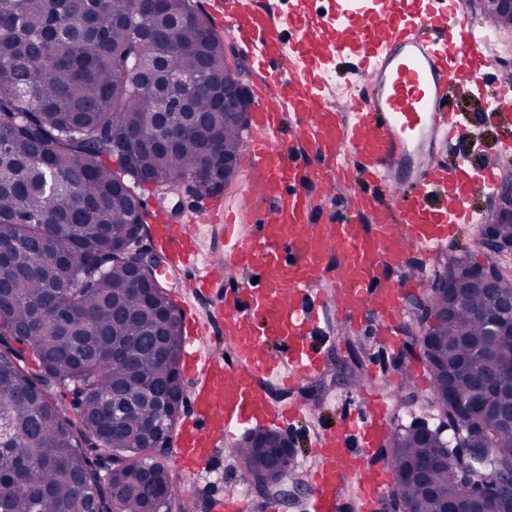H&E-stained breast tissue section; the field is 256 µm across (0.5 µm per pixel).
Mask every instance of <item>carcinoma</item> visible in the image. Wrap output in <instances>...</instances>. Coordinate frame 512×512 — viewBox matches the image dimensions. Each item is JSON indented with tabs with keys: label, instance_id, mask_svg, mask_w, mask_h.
Masks as SVG:
<instances>
[{
	"label": "carcinoma",
	"instance_id": "cac0c4a2",
	"mask_svg": "<svg viewBox=\"0 0 512 512\" xmlns=\"http://www.w3.org/2000/svg\"><path fill=\"white\" fill-rule=\"evenodd\" d=\"M0 512H188L151 432L167 393L182 323L168 293L140 289L112 256L129 224L143 222L138 189L156 175L196 176L209 194L224 160L238 161L243 128L225 121L224 83L240 74L194 0H165L141 17L133 0H0ZM191 80L192 111L208 137L184 130L161 145L173 80ZM506 291L469 289L455 319L429 327L423 353L433 396L461 445L493 435L512 463V424L486 411L459 420L443 396L445 369L463 361L493 375L485 390L457 380L474 405L512 393V339L490 344L484 315ZM37 360L29 368L27 352ZM71 382L83 411L52 393ZM389 460L397 493L416 512L452 499L486 512L466 483L448 482L447 448L396 428ZM112 457L107 475L101 453ZM246 483L262 476L263 449H236Z\"/></svg>",
	"mask_w": 512,
	"mask_h": 512
}]
</instances>
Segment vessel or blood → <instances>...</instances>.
<instances>
[{"label":"vessel or blood","mask_w":512,"mask_h":512,"mask_svg":"<svg viewBox=\"0 0 512 512\" xmlns=\"http://www.w3.org/2000/svg\"><path fill=\"white\" fill-rule=\"evenodd\" d=\"M213 8L251 44L260 74L243 146L245 205L203 207L184 221L160 209L152 216L155 237L192 269L194 287L219 292L232 349L225 361L195 349L184 360L189 372L205 373L173 460L192 476L207 472L214 447L238 426L298 412L271 402L263 382L289 387L322 368L316 339L328 315L359 330L374 322L383 347L397 349L410 284L391 270L474 223L471 196L492 192L497 180L493 165L474 175L467 163L451 169L437 160L469 122L451 106L450 87L475 86L490 65L463 0H335L315 14L298 0L286 15L274 0H214ZM338 60L348 75L339 104L323 76ZM490 116L512 127L511 86L498 87ZM342 186L350 190L343 215L313 217L310 192L326 199ZM217 221L224 243L199 262L191 226ZM228 269L255 277L258 288L225 289ZM384 405L362 390L343 429L320 438L308 479L312 512H339L354 476L364 512H373L389 475L362 463L389 431Z\"/></svg>","instance_id":"vessel-or-blood-1"}]
</instances>
